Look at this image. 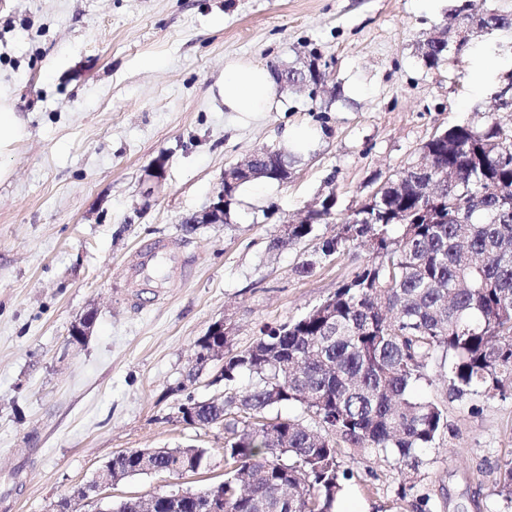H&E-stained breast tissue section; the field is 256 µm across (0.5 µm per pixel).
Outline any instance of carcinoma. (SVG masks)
<instances>
[{
    "mask_svg": "<svg viewBox=\"0 0 512 512\" xmlns=\"http://www.w3.org/2000/svg\"><path fill=\"white\" fill-rule=\"evenodd\" d=\"M456 32L512 30V12L487 11L482 0H458ZM425 65L448 60V37L425 40ZM436 170L414 165L371 195L322 241L331 256L354 242L372 259L308 312L268 327L248 348L224 340V400L202 401L195 425L224 418V512H334L353 478L350 454L393 455L403 470L398 495L415 490L431 448L448 428L441 406L414 395L441 358L450 390L465 395L512 393V134L491 120L456 125L422 147ZM267 162L288 179V156ZM445 185L433 203L423 191ZM330 208L309 211L288 239L299 243L327 224ZM247 372L256 382L234 387ZM298 403L315 417L267 418ZM499 493L512 500V458L500 467Z\"/></svg>",
    "mask_w": 512,
    "mask_h": 512,
    "instance_id": "obj_1",
    "label": "carcinoma"
}]
</instances>
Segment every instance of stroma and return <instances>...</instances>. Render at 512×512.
Instances as JSON below:
<instances>
[{
  "label": "stroma",
  "mask_w": 512,
  "mask_h": 512,
  "mask_svg": "<svg viewBox=\"0 0 512 512\" xmlns=\"http://www.w3.org/2000/svg\"><path fill=\"white\" fill-rule=\"evenodd\" d=\"M454 0H0V84L26 137L0 155V512H51L130 448L210 449L196 474L139 475L113 499L196 490L224 477V432L180 422L187 397L222 386L185 383L195 342L230 327L234 350L266 325L320 304L369 258L319 246L421 148L455 125L512 112L494 92L512 70V30L472 35L457 60L426 67L421 44L451 27ZM320 55L328 82L280 92L282 109L243 121L224 109L229 59L299 66ZM318 140L289 157L283 183H254L256 202L229 223L182 228L203 210L225 168L284 129ZM164 157L161 178L151 165ZM333 196L329 223L273 250L308 207ZM193 267L162 293L129 287L122 271L157 238ZM312 262L311 274L297 272ZM91 336L71 342L88 309ZM432 363L417 389L448 429L422 452L420 490L432 512H512L498 494L512 458V395L456 397ZM355 512H416L397 495L393 460L349 459Z\"/></svg>",
  "instance_id": "stroma-1"
}]
</instances>
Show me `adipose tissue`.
I'll use <instances>...</instances> for the list:
<instances>
[{
    "mask_svg": "<svg viewBox=\"0 0 512 512\" xmlns=\"http://www.w3.org/2000/svg\"><path fill=\"white\" fill-rule=\"evenodd\" d=\"M224 109L228 112H276L281 102L274 93V78L262 64L232 61L224 67Z\"/></svg>",
    "mask_w": 512,
    "mask_h": 512,
    "instance_id": "adipose-tissue-1",
    "label": "adipose tissue"
}]
</instances>
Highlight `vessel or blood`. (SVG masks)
<instances>
[{"mask_svg": "<svg viewBox=\"0 0 512 512\" xmlns=\"http://www.w3.org/2000/svg\"><path fill=\"white\" fill-rule=\"evenodd\" d=\"M179 269L189 272L190 265L183 253L176 251L173 242L159 238L141 247L124 268V276L141 288L161 287L166 270Z\"/></svg>", "mask_w": 512, "mask_h": 512, "instance_id": "vessel-or-blood-1", "label": "vessel or blood"}]
</instances>
